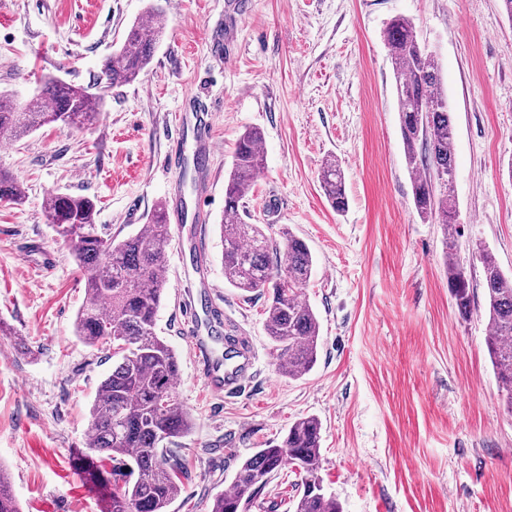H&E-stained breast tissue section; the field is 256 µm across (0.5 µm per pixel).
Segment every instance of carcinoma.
Masks as SVG:
<instances>
[{"label": "carcinoma", "instance_id": "cac0c4a2", "mask_svg": "<svg viewBox=\"0 0 512 512\" xmlns=\"http://www.w3.org/2000/svg\"><path fill=\"white\" fill-rule=\"evenodd\" d=\"M164 35L163 24L132 23L124 42L104 59L102 79L107 86L135 81L150 63ZM398 103L401 140L407 168L413 174V203L424 220L455 224L453 195L454 126L441 67L419 40L415 24L392 19L383 31ZM101 97L88 89L51 80L41 94L21 104L0 95V136L19 141L38 128L68 118L80 129L100 116ZM259 130L239 138L231 168L224 180V282L245 298L267 297L265 330L273 345L278 372L299 379L317 361L321 325L303 296L315 259L308 246L290 230L269 233L268 224H249L240 209L262 167ZM321 180L330 206L345 211L343 172L337 159L323 164ZM25 195L18 179L0 170V202L20 205ZM47 221L68 243L85 280V301L75 321V334L90 347L112 352L117 361L101 380L90 408V464H111L109 512H168L185 491L188 463L177 440L193 426L175 388L179 360L157 332V312L167 290L163 277L170 236L164 203L149 213L147 224L122 239L105 224L96 223L94 201L82 195L49 192L44 200ZM457 243L445 239L448 287L459 315L471 313L470 282L456 261ZM283 251L284 261L273 260ZM483 271L486 314L491 327L486 344L501 388L503 403L512 413V276L504 274L490 252L478 248ZM322 423L315 416L294 421L276 445L258 449L239 464L228 493L212 498L209 512H248L258 490L289 465L299 480L289 500V512H343L335 496L326 493L321 470ZM0 512H20L6 473L0 470Z\"/></svg>", "mask_w": 512, "mask_h": 512}]
</instances>
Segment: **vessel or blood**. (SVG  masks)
I'll return each instance as SVG.
<instances>
[{
	"mask_svg": "<svg viewBox=\"0 0 512 512\" xmlns=\"http://www.w3.org/2000/svg\"><path fill=\"white\" fill-rule=\"evenodd\" d=\"M215 114L211 107L199 106L194 97H187L184 112L176 123V133L166 154V166L169 170L181 167L185 153V132L193 130L195 150L204 155H213L216 141L213 135ZM191 352L205 381L215 399L240 391L254 376L255 358L250 350L238 349L234 358L225 365L223 378L214 375L213 359L208 337L202 336L199 329L191 331Z\"/></svg>",
	"mask_w": 512,
	"mask_h": 512,
	"instance_id": "1",
	"label": "vessel or blood"
}]
</instances>
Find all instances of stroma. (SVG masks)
<instances>
[{
    "label": "stroma",
    "mask_w": 512,
    "mask_h": 512,
    "mask_svg": "<svg viewBox=\"0 0 512 512\" xmlns=\"http://www.w3.org/2000/svg\"><path fill=\"white\" fill-rule=\"evenodd\" d=\"M165 25L133 83L101 90L102 61L150 13ZM412 20L442 69L453 112L457 258L471 277L461 318L444 269V228L412 201L392 65L382 33ZM56 77L103 96L98 121L38 129L0 148L22 205L0 204V467L22 512H107L108 490L75 464L89 409L112 369L75 336L84 279L43 214L47 192L94 200L123 236L157 203L198 193L193 165H164L187 96L215 110L213 189L200 221L171 225L169 281L157 314L176 351L178 397L193 419L181 438L186 490L169 512H208L247 456L281 442L290 423H322L320 475L344 512H512V414L486 347L488 319L473 247L512 275V21L500 0H0V92L33 96ZM263 134L264 164L244 205L251 223L288 227L315 258L304 294L321 323L317 363L299 379L275 369L265 297L225 284L217 226L239 136ZM339 160L348 198L334 211L321 187ZM229 333L249 341L258 373L212 398L189 350L186 308L201 280ZM291 470L250 512H288Z\"/></svg>",
    "instance_id": "stroma-1"
}]
</instances>
